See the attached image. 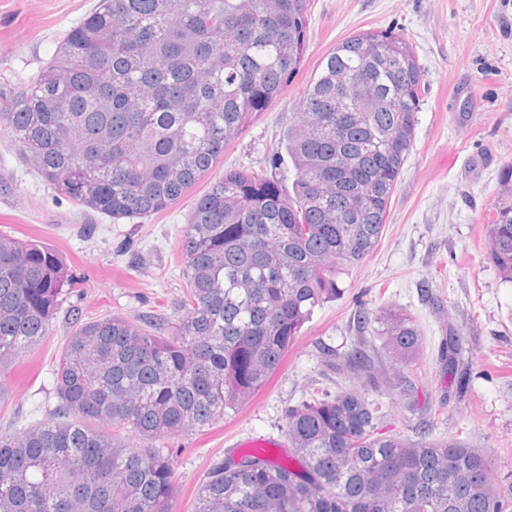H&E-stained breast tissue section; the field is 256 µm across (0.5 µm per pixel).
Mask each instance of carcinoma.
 Segmentation results:
<instances>
[{
	"label": "carcinoma",
	"instance_id": "1",
	"mask_svg": "<svg viewBox=\"0 0 512 512\" xmlns=\"http://www.w3.org/2000/svg\"><path fill=\"white\" fill-rule=\"evenodd\" d=\"M308 0H98L33 84L0 91V129L59 194L112 223L168 210L298 73ZM413 45L354 34L320 62L288 131L293 194L232 169L181 230V314L80 322L56 362L57 404L0 434V512H174L169 440L235 416L279 368L339 270L381 239L423 89ZM485 217L487 255L512 282V163ZM76 279L57 252L0 233V369L50 333ZM343 371L286 408V457L212 463L193 512H512V483L459 438L384 430L365 397L410 404L418 324L389 310ZM462 338L443 341L456 367Z\"/></svg>",
	"mask_w": 512,
	"mask_h": 512
}]
</instances>
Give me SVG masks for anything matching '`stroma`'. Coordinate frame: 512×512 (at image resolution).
Returning a JSON list of instances; mask_svg holds the SVG:
<instances>
[{"label": "stroma", "instance_id": "stroma-1", "mask_svg": "<svg viewBox=\"0 0 512 512\" xmlns=\"http://www.w3.org/2000/svg\"><path fill=\"white\" fill-rule=\"evenodd\" d=\"M96 0H0V88L30 85L64 34ZM305 60L269 108L224 151L220 163L170 209L112 223L48 187L0 130V230L59 252L78 277L61 298L50 334L0 374V434L54 405L56 357L76 321L119 315L134 322L172 316L184 288L181 229L194 199L225 171L245 168L291 190L284 137L322 58L364 30L396 29L424 74L410 153L375 250L339 277L341 294L316 309L279 369L233 418L171 441L175 512H191L209 465L228 445L282 435L286 407L311 382L348 385L325 366L323 348L350 352L360 312L413 317L423 350L408 371L426 414L386 388L367 390L391 433L463 439L491 462L495 483L512 482V283L486 257L484 215L498 174L512 162V0H309ZM464 340L466 382L449 373L439 346Z\"/></svg>", "mask_w": 512, "mask_h": 512}]
</instances>
